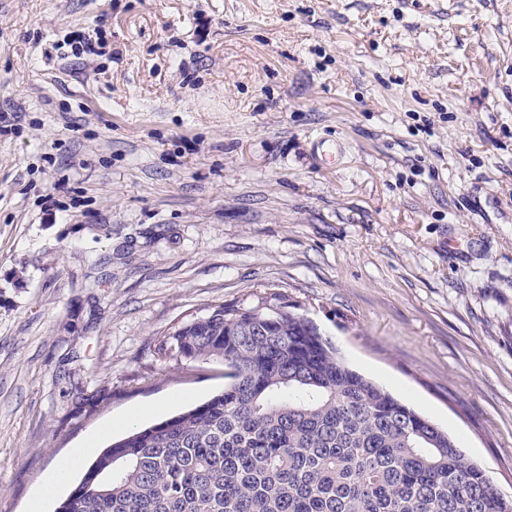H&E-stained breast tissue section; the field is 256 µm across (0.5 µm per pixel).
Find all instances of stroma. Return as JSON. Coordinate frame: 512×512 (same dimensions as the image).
Masks as SVG:
<instances>
[{
	"mask_svg": "<svg viewBox=\"0 0 512 512\" xmlns=\"http://www.w3.org/2000/svg\"><path fill=\"white\" fill-rule=\"evenodd\" d=\"M1 118L0 512L222 391L160 346L274 291L512 497V0H0ZM103 37L102 25H97L91 32L83 36L79 40L75 48L72 47V52L77 57H84L86 59H94L99 56H103L106 53V41Z\"/></svg>",
	"mask_w": 512,
	"mask_h": 512,
	"instance_id": "1",
	"label": "stroma"
}]
</instances>
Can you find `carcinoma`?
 Segmentation results:
<instances>
[{
  "label": "carcinoma",
  "instance_id": "carcinoma-1",
  "mask_svg": "<svg viewBox=\"0 0 512 512\" xmlns=\"http://www.w3.org/2000/svg\"><path fill=\"white\" fill-rule=\"evenodd\" d=\"M163 349L222 363L224 391L114 442L56 512H512L454 437L281 293L217 305Z\"/></svg>",
  "mask_w": 512,
  "mask_h": 512
}]
</instances>
